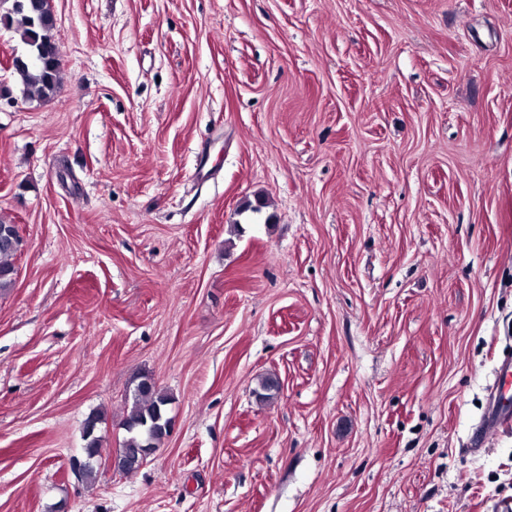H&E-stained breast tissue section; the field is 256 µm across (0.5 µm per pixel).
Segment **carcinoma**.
<instances>
[{
  "instance_id": "obj_1",
  "label": "carcinoma",
  "mask_w": 512,
  "mask_h": 512,
  "mask_svg": "<svg viewBox=\"0 0 512 512\" xmlns=\"http://www.w3.org/2000/svg\"><path fill=\"white\" fill-rule=\"evenodd\" d=\"M0 24L12 28L19 34L21 41L28 47L33 61L17 69L26 85V92L43 98L57 93L62 84V69L57 61L58 48L55 42V19L49 9L35 14L30 8V0H20V6L6 14H0ZM16 250L8 242L0 243V289L9 288L14 281L15 267L11 262ZM170 398L157 386L141 391L133 390L131 405L126 416L127 437L119 455L128 448H140L151 442L156 448L162 438L169 433L165 425L164 408Z\"/></svg>"
}]
</instances>
